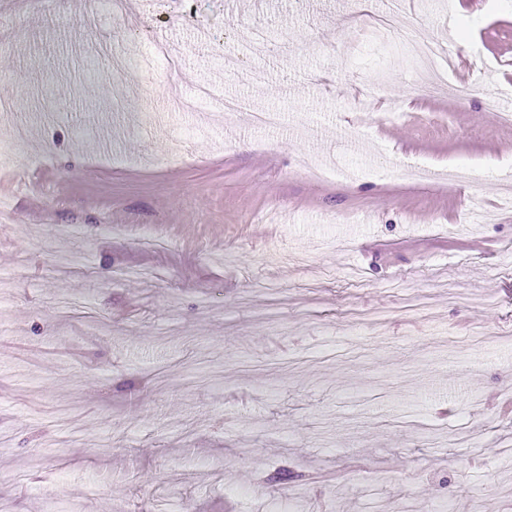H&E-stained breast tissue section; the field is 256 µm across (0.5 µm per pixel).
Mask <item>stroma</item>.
I'll use <instances>...</instances> for the list:
<instances>
[{
    "label": "stroma",
    "instance_id": "obj_1",
    "mask_svg": "<svg viewBox=\"0 0 512 512\" xmlns=\"http://www.w3.org/2000/svg\"><path fill=\"white\" fill-rule=\"evenodd\" d=\"M112 2L0 0V512H512V0ZM405 45L413 52L419 61V70L427 71L437 76L441 69V61L447 63V59L451 57L453 50L448 48V54L443 56L445 52L438 45L422 42L415 31L407 30L403 38Z\"/></svg>",
    "mask_w": 512,
    "mask_h": 512
}]
</instances>
